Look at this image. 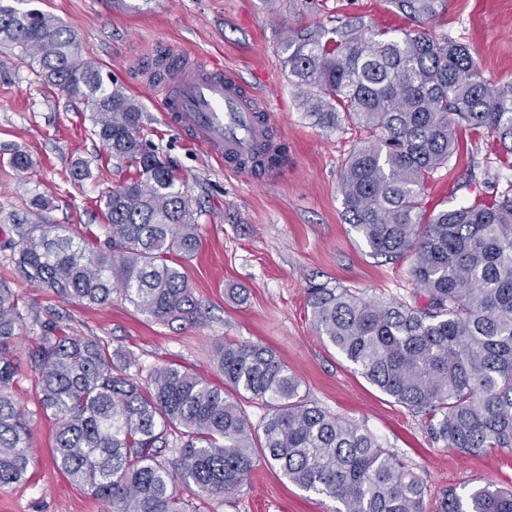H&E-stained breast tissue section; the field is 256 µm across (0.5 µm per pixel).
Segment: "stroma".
Segmentation results:
<instances>
[{
    "mask_svg": "<svg viewBox=\"0 0 512 512\" xmlns=\"http://www.w3.org/2000/svg\"><path fill=\"white\" fill-rule=\"evenodd\" d=\"M121 1L119 10L114 0H21L19 8L59 19L84 55L143 107L144 138L201 206L202 245L183 263L201 313L168 325L118 292L105 304L87 306L18 279L4 245L9 215L25 216L31 199L43 193L51 201L43 213L46 223L64 225L75 241L90 239L103 222L101 192L121 177L94 136L86 107L42 85L26 64L0 52V282L13 288L24 314L15 390L34 448L29 479L0 491V512H107L103 500L70 483L53 459V423L41 409L38 378L28 366V352L50 322L66 334L133 352L130 372L142 379L154 367L177 363L215 380L216 344L265 345L299 377L308 400L364 425L407 459L426 487L427 507L449 489L464 492L485 483L512 488V451L460 453L434 442L420 415L381 393L318 334L308 305L314 284L412 305L425 300L409 274L410 259L372 256L346 223L340 174L368 134L341 113L335 127L314 124L285 66V42L289 32L333 28L351 17L383 30H407L411 21L393 13L387 0ZM428 31L467 44L487 80L512 82V0H447ZM167 50L207 54L261 95L275 138L288 147L287 166L258 177L226 169L166 123L156 92L143 85L141 64ZM458 140L457 156L425 184L426 212L486 201L512 188V168L497 162L490 135L462 129ZM17 150L30 156L28 172L11 167ZM78 165L88 174L76 180L71 172ZM176 492L190 512H334L337 506L295 487L262 459L232 495L213 499L182 481Z\"/></svg>",
    "mask_w": 512,
    "mask_h": 512,
    "instance_id": "obj_1",
    "label": "stroma"
}]
</instances>
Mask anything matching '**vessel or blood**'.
<instances>
[{"label":"vessel or blood","instance_id":"b4317fda","mask_svg":"<svg viewBox=\"0 0 512 512\" xmlns=\"http://www.w3.org/2000/svg\"><path fill=\"white\" fill-rule=\"evenodd\" d=\"M174 67L160 82L166 120L222 158L227 167L251 172L258 149L276 153L268 138L269 122L260 99L234 71L210 58L188 59L173 54Z\"/></svg>","mask_w":512,"mask_h":512}]
</instances>
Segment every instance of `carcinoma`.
<instances>
[{
  "mask_svg": "<svg viewBox=\"0 0 512 512\" xmlns=\"http://www.w3.org/2000/svg\"><path fill=\"white\" fill-rule=\"evenodd\" d=\"M388 2L415 26L393 34L352 18L331 30L305 28L288 39L285 65L319 124L334 126L344 112L369 132L340 175L345 220L372 254L411 258L427 305L318 284L308 292L312 319L365 379L421 414L444 447L511 450L512 189L428 217L422 194L456 151L462 126L490 132L499 162L512 167V82H489L466 45L425 32L445 0ZM0 46L86 105L94 135L127 174L100 197L106 250L74 242L59 224L15 217V271L67 301L103 304L119 290L159 322L195 319L188 278L169 255L187 260L199 251V213L143 140L139 102L52 15L0 0ZM22 327L17 298L0 284L1 490L27 480L32 459L14 393ZM214 361L220 384L174 363L139 381L129 374L134 355L45 327L30 365L55 423L58 467L108 512H185L176 480L222 498L248 479L259 449L293 485L339 502L336 512H425L409 462L301 395V381L272 349L226 340ZM245 395L271 409L258 438L237 400ZM170 446L179 449L174 461L163 454ZM436 512H512V490L450 491Z\"/></svg>",
  "mask_w": 512,
  "mask_h": 512,
  "instance_id": "obj_1",
  "label": "carcinoma"
}]
</instances>
